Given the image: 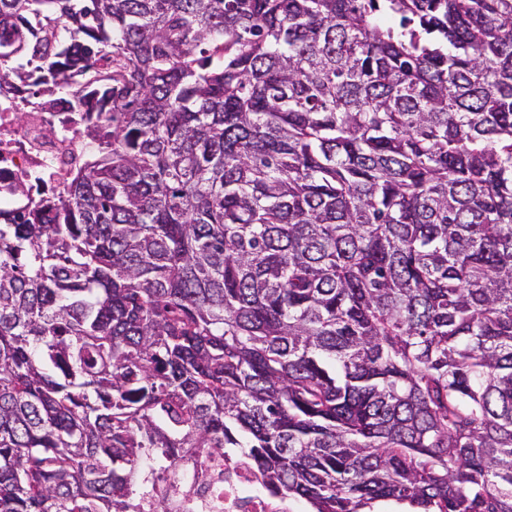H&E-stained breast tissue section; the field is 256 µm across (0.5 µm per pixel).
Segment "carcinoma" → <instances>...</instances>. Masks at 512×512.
<instances>
[{
  "label": "carcinoma",
  "mask_w": 512,
  "mask_h": 512,
  "mask_svg": "<svg viewBox=\"0 0 512 512\" xmlns=\"http://www.w3.org/2000/svg\"><path fill=\"white\" fill-rule=\"evenodd\" d=\"M111 67L0 210V512H512V0H0V69ZM203 473L192 482L194 496L206 507L201 512H306L309 504L265 497L256 490L260 477L254 467L237 456L212 454L202 459Z\"/></svg>",
  "instance_id": "1"
}]
</instances>
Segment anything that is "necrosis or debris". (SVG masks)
<instances>
[{
  "label": "necrosis or debris",
  "mask_w": 512,
  "mask_h": 512,
  "mask_svg": "<svg viewBox=\"0 0 512 512\" xmlns=\"http://www.w3.org/2000/svg\"><path fill=\"white\" fill-rule=\"evenodd\" d=\"M12 73L0 72V209L12 210L21 200L15 182L40 179L62 189L74 157L91 144L84 135V115L74 106L61 104L53 112L21 113L13 92ZM202 472L192 491L202 503L201 512H288L283 501L258 493L259 475L246 460L212 454L204 457Z\"/></svg>",
  "instance_id": "1"
}]
</instances>
